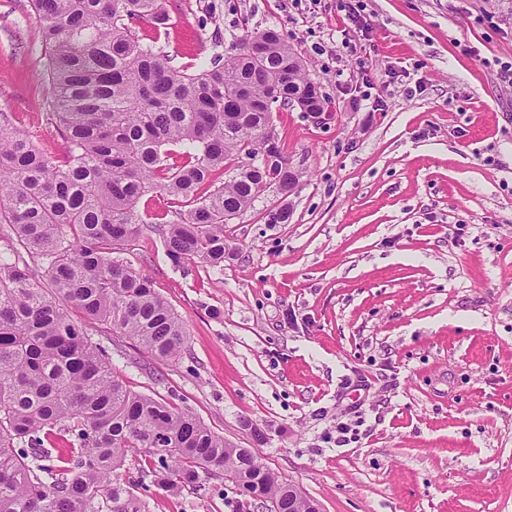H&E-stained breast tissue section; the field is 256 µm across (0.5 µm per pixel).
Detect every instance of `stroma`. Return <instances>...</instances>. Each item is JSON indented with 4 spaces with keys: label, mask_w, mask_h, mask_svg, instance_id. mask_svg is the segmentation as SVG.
Wrapping results in <instances>:
<instances>
[{
    "label": "stroma",
    "mask_w": 512,
    "mask_h": 512,
    "mask_svg": "<svg viewBox=\"0 0 512 512\" xmlns=\"http://www.w3.org/2000/svg\"><path fill=\"white\" fill-rule=\"evenodd\" d=\"M165 8L166 34L135 28L171 66L229 59L244 31L274 28L332 112H274L300 179L225 225L223 270L174 264L147 229L125 245L189 336L176 362L124 342L114 375L251 449L320 512H512V93L497 76L512 0H366L371 31L350 50L336 0ZM42 52L30 0H0V113L58 157ZM280 206L287 223H269ZM340 422L356 441L337 443ZM136 493L149 512L238 499L220 475Z\"/></svg>",
    "instance_id": "35a3bbf8"
}]
</instances>
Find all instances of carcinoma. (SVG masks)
I'll list each match as a JSON object with an SVG mask.
<instances>
[{"label":"carcinoma","mask_w":512,"mask_h":512,"mask_svg":"<svg viewBox=\"0 0 512 512\" xmlns=\"http://www.w3.org/2000/svg\"><path fill=\"white\" fill-rule=\"evenodd\" d=\"M66 151L52 157L0 122V512H148L119 478L129 454L149 453L138 480L178 496L201 475L250 482L281 500L288 483L248 448H233L186 410L127 389L100 324L162 360L180 357L184 320L152 280L120 256L143 224L164 225L174 263L224 269V225L269 180L298 172L275 138L272 112L313 86L275 29L245 32L238 52L195 71L141 41L133 22L161 29L163 0H32ZM263 42L261 53L248 47ZM205 197L198 187L234 156ZM157 189L178 209L157 219L138 204ZM66 447L57 446V441ZM240 162H250V160L246 157L243 158H232L224 163V167L215 169L209 178V180L203 184L199 189V196L204 197L207 196L210 191H213L218 186L224 184L225 181L234 174L235 168Z\"/></svg>","instance_id":"obj_1"}]
</instances>
